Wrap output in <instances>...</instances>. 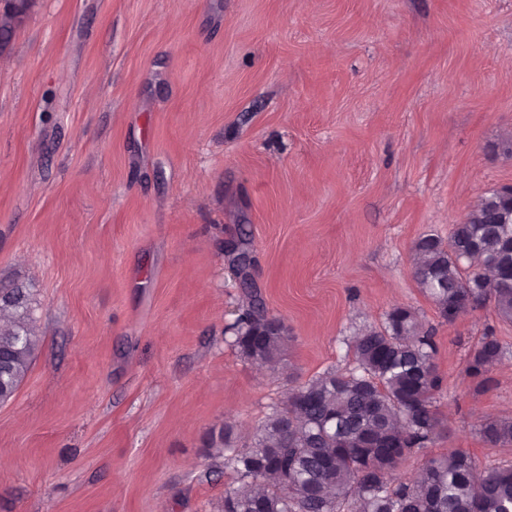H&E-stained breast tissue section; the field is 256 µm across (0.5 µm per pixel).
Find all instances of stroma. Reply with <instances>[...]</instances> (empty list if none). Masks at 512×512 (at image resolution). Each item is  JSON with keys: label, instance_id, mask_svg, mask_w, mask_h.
<instances>
[{"label": "stroma", "instance_id": "35a3bbf8", "mask_svg": "<svg viewBox=\"0 0 512 512\" xmlns=\"http://www.w3.org/2000/svg\"><path fill=\"white\" fill-rule=\"evenodd\" d=\"M0 283L38 348L0 403V512H221L238 444L355 366L393 308L433 332L442 435L512 465V322L447 321L412 273L512 185V0H0ZM253 257L275 365L244 358L228 244ZM502 360L481 383L485 336ZM503 348L495 336H485L479 347L474 351L468 370L473 376L489 373L502 357ZM482 436L492 445L512 444V421L490 420L481 428Z\"/></svg>", "mask_w": 512, "mask_h": 512}]
</instances>
